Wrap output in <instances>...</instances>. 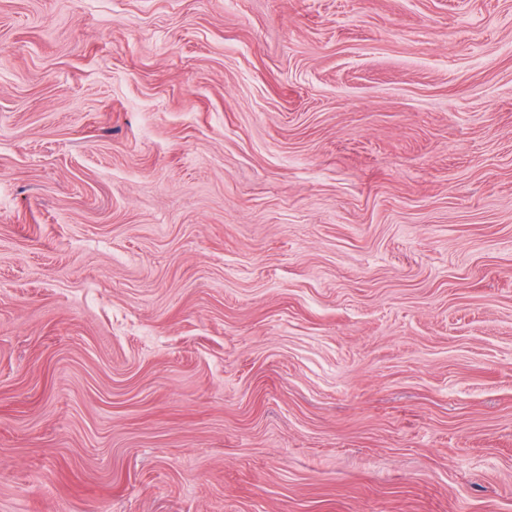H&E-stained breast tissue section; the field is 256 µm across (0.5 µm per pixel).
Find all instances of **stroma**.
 <instances>
[{
  "label": "stroma",
  "instance_id": "stroma-1",
  "mask_svg": "<svg viewBox=\"0 0 512 512\" xmlns=\"http://www.w3.org/2000/svg\"><path fill=\"white\" fill-rule=\"evenodd\" d=\"M0 512H512V0H0Z\"/></svg>",
  "mask_w": 512,
  "mask_h": 512
}]
</instances>
